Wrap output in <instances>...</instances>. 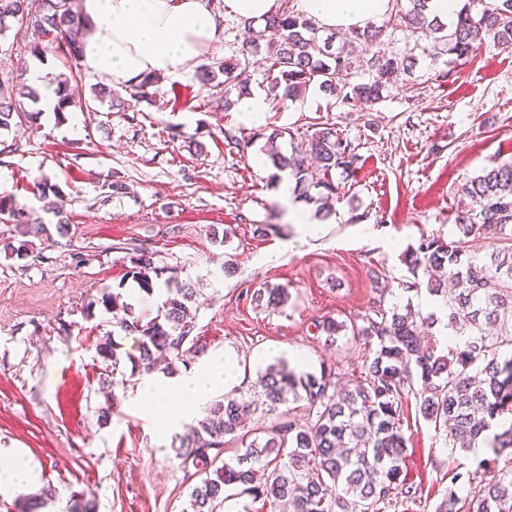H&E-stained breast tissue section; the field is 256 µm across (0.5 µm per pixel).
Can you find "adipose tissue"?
Here are the masks:
<instances>
[{
    "label": "adipose tissue",
    "mask_w": 512,
    "mask_h": 512,
    "mask_svg": "<svg viewBox=\"0 0 512 512\" xmlns=\"http://www.w3.org/2000/svg\"><path fill=\"white\" fill-rule=\"evenodd\" d=\"M297 2L298 12L329 31L384 19L392 8L391 0ZM76 12L89 28L80 51L83 68L117 86L152 74L181 77L190 63L221 43L224 33L206 0H76ZM236 371L231 356H218L166 383L144 378L141 395L156 402L169 392L179 394V406L166 407L163 414V425L173 429L187 418L189 407L203 404L216 388L234 384Z\"/></svg>",
    "instance_id": "1"
}]
</instances>
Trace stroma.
I'll list each match as a JSON object with an SVG mask.
<instances>
[{"label":"stroma","mask_w":512,"mask_h":512,"mask_svg":"<svg viewBox=\"0 0 512 512\" xmlns=\"http://www.w3.org/2000/svg\"><path fill=\"white\" fill-rule=\"evenodd\" d=\"M206 3L224 38L205 52L203 64L247 61L250 89L267 92L269 61L248 62L245 49L250 31H262V24L245 29L224 0ZM36 43L37 57L30 52ZM427 48L413 74L399 76L370 109L336 108L312 90L270 110L257 127L226 108L223 87L201 85L192 71L160 78L142 96L121 87L118 106L95 100L101 76L69 62L31 23L7 20L0 83L26 81L39 65L50 85L67 80L74 101L63 114L41 117L37 128L0 133L16 146L0 154V200L46 228L33 240L45 257L35 264L11 255L15 225L0 221V448L20 452L34 469L26 494L51 489L42 512H64L76 492L96 500L99 512H183L196 482L181 464L175 433H161L154 411L135 412L139 379L100 384L105 365L96 343L111 331V316L85 318L87 298L118 292L150 315L160 303L125 280L128 248H150L156 266L194 283L203 358L227 354L244 368L232 389L239 398H250L258 375L290 349L307 355L308 371L333 364L344 380H357L363 357L352 336L328 343L315 335L313 322L330 316L354 323L368 313L376 298L370 271L381 273L387 304L422 308V296L400 287L404 250L425 236L458 238L463 179L490 160H512V53L489 41L452 69L443 44ZM448 69L452 77L441 81ZM319 123L342 130L358 161L346 183L353 203L337 204L310 236L287 219L259 130L303 134ZM229 134L237 146L227 144ZM197 143L203 153L194 151ZM43 180L52 192L35 195L34 183ZM112 180L124 182L127 192L105 197L103 184ZM59 204L69 224L64 236L56 231ZM261 224L269 225L268 235L257 233ZM365 226L371 237H363ZM216 229L227 231L226 242L214 241ZM79 251L85 262L77 268L71 255ZM229 263L231 275L224 272ZM266 283L287 287V305L271 309L253 300L254 289ZM105 405L112 411L102 422ZM402 432L403 475L422 495L392 512H434L449 486L465 491V481L453 476L475 470V457L446 448L416 399L403 405Z\"/></svg>","instance_id":"obj_1"}]
</instances>
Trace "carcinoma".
Returning a JSON list of instances; mask_svg holds the SVG:
<instances>
[{
  "label": "carcinoma",
  "mask_w": 512,
  "mask_h": 512,
  "mask_svg": "<svg viewBox=\"0 0 512 512\" xmlns=\"http://www.w3.org/2000/svg\"><path fill=\"white\" fill-rule=\"evenodd\" d=\"M385 24L373 22L346 33L334 45L320 40L313 20L288 6L264 21L270 32L271 93L274 106L282 108L316 87L334 99V105L373 106L386 98L393 77L412 73L413 55L386 52L382 48L386 27L404 26L424 40L441 42L448 52V70L471 58L490 40L512 51V0H467L457 20L445 24L428 13V0H393ZM9 18L28 19L44 37L57 43L69 58L79 57L83 28L70 7V0H0V24ZM241 63L226 61L217 67L203 66L198 81L210 85L224 76V97L242 96L246 79L237 73ZM368 80L355 81L359 72ZM37 97L25 86H0V130L17 123L37 125L39 113L24 107V100ZM293 136L274 128L266 135L270 163L294 177L305 201L317 206L316 214L332 213L329 200L346 198L333 173L348 175L357 154L348 138L335 125L316 126L305 135L308 153L318 163L313 171L304 158L281 152L277 141ZM461 193L469 203L458 210L456 240L420 239L406 249L403 262L410 277L402 283L407 292L425 291L442 303L441 315L426 316L407 304L400 309L373 302L362 324L347 326L332 317L317 321L318 333L334 343L347 330L362 342L367 355L354 383L340 385L336 366L319 373L298 372L285 363L272 365L258 377L255 386L261 404L247 403L232 395L214 401L205 418L181 439L184 467L202 476L192 486L189 505L183 512H222L225 492L235 488L253 499L279 503L288 512H381L400 501L416 499L417 488L400 479V462L406 440L401 428L402 400L418 398L419 412L453 452H471L492 445L494 458L484 459L467 474V496L475 500L476 512H512V458L500 460L512 448V427L497 434V421L512 415V160L482 169L465 178ZM9 215L20 236L11 249L16 256L44 261L34 252L30 236L45 227L28 213L0 200V215ZM491 242L507 239L511 244L480 254L471 249L470 237ZM125 278L141 293L165 294L155 315H136L119 293L105 291L101 300L90 299L84 316L96 305L112 314V324L135 340L137 353L127 355L130 377L155 372L164 361L166 376L188 367L187 356H198L204 346L194 335L196 290L177 273L155 265L153 254L132 249ZM288 289L264 285L252 293L256 302L277 307L288 302ZM446 329L465 337L461 346H441L432 329ZM121 344L115 337L100 339L96 352L117 370ZM307 402V418L300 421L281 406ZM276 416L267 438L252 440L230 460L223 459L227 438H235L247 417L258 410ZM456 490H449L435 512H462ZM65 512H97L94 500L82 494L70 497Z\"/></svg>",
  "instance_id": "obj_1"
}]
</instances>
